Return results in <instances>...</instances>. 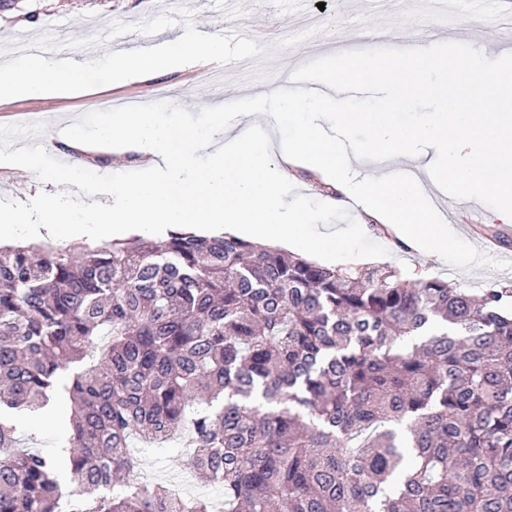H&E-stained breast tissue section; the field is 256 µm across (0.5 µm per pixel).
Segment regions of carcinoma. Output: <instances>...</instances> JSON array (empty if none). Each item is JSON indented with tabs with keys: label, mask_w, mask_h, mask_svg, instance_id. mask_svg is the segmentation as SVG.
Listing matches in <instances>:
<instances>
[{
	"label": "carcinoma",
	"mask_w": 512,
	"mask_h": 512,
	"mask_svg": "<svg viewBox=\"0 0 512 512\" xmlns=\"http://www.w3.org/2000/svg\"><path fill=\"white\" fill-rule=\"evenodd\" d=\"M59 391L73 491L12 420ZM135 436L223 501L140 480ZM0 512H512V282L179 229L0 246Z\"/></svg>",
	"instance_id": "carcinoma-1"
}]
</instances>
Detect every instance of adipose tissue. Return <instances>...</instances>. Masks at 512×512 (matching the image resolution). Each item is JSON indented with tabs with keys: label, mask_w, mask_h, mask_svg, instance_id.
I'll list each match as a JSON object with an SVG mask.
<instances>
[{
	"label": "adipose tissue",
	"mask_w": 512,
	"mask_h": 512,
	"mask_svg": "<svg viewBox=\"0 0 512 512\" xmlns=\"http://www.w3.org/2000/svg\"><path fill=\"white\" fill-rule=\"evenodd\" d=\"M431 46L418 40L403 57L364 62L342 59L326 79L343 87L355 84L382 88L369 112H343L335 135H327L314 112H304L309 94L270 89L276 106L246 112L225 124L220 138H202L194 126L169 122L159 110L113 112L100 124L67 129L61 138L70 149L92 143L111 145L114 153L136 152L150 159L156 177L110 185V207L79 223L48 202L44 219L32 233L44 240L88 241L107 238L134 224L150 232L176 224L201 230L224 229L236 237L264 236L275 245L305 246L310 259L326 258L347 246V236L310 223L300 205L284 202L282 185L289 164H311L333 187L324 200L332 207L338 197L359 203L375 222L389 226L405 246L444 263L465 244L453 235L419 180L349 178L346 165L362 148L353 129L368 125L384 156L409 155L417 143L435 146L441 166H453L456 188L464 196L489 203L503 223H512V62L489 69L468 54L443 63L431 78ZM439 99V112L417 126H398L395 113L406 110L421 92ZM296 132L283 144L271 133L289 118ZM208 163L197 167L200 153Z\"/></svg>",
	"instance_id": "obj_1"
}]
</instances>
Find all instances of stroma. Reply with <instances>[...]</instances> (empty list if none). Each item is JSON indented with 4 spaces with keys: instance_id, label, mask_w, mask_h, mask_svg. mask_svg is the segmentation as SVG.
<instances>
[{
    "instance_id": "35a3bbf8",
    "label": "stroma",
    "mask_w": 512,
    "mask_h": 512,
    "mask_svg": "<svg viewBox=\"0 0 512 512\" xmlns=\"http://www.w3.org/2000/svg\"><path fill=\"white\" fill-rule=\"evenodd\" d=\"M192 9L199 32L229 34L243 27L263 31L261 45L275 47L276 52L265 67L271 75L251 79L257 62L246 59L224 65V79L212 81L208 67L176 70L154 79H134L78 93L51 98H22L10 101L7 111L0 112V125L27 124L25 140L0 137V207L22 211L27 221L19 225L17 240L31 238L30 225L40 223L44 195L60 174L59 134L73 123L98 122L111 111L114 102L135 97L141 107H161L175 123L194 124L201 136H208L213 113L232 117L236 112L253 111L255 95L277 83L290 69L301 68L306 80H322L324 65L337 49L354 45L362 59L399 55L412 40L425 36H444L463 51L482 47L488 65L503 57H512V43L503 29L488 33L479 28L481 17L496 13L498 0H462L453 27L434 23L431 12L420 0H242L230 6L227 0H37L35 31H26V21L19 11L0 12V46L14 40L29 42L34 34L50 33L55 38H81L105 30L112 20L135 22L154 17L176 6ZM316 34L309 40L287 49H277L282 38L308 29ZM36 155L41 159L38 170L26 172L15 163L17 156ZM96 168L87 161H77L79 179L74 194L64 195L60 204L75 219L87 220L89 207L102 200L104 180L132 182L142 177L147 160L140 154L115 156L106 151ZM330 189L305 166L292 169L283 185L285 201L303 203L317 223L347 233L349 249L337 252L339 266L364 267L389 265L408 278L423 275L438 277L457 287L479 290L491 284L512 281V270L504 258L512 256V228L487 215L482 227H475L473 217L457 212L453 227L457 236L471 245H482L483 237L492 232L506 234L502 245L484 247L483 252H460L439 264L408 249L398 242H385L380 234L364 225L366 215L357 204L335 209L326 208L323 199ZM70 432V417L59 414L48 420L36 414L18 420V433L30 447L54 454ZM144 465L152 481L166 485L187 478L178 443L142 449Z\"/></svg>"
}]
</instances>
